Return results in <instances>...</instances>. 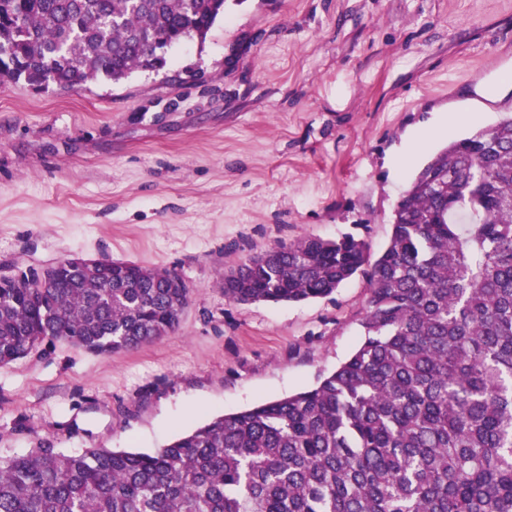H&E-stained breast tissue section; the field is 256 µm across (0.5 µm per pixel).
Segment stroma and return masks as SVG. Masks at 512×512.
Returning a JSON list of instances; mask_svg holds the SVG:
<instances>
[{"instance_id": "stroma-1", "label": "stroma", "mask_w": 512, "mask_h": 512, "mask_svg": "<svg viewBox=\"0 0 512 512\" xmlns=\"http://www.w3.org/2000/svg\"><path fill=\"white\" fill-rule=\"evenodd\" d=\"M512 0H226L159 70L76 90L0 85V275L79 255L176 270L159 341L95 355L43 342L0 368V458L40 446L154 450L218 413L313 386L358 344L365 276L304 303H236L250 254L305 236L371 257L441 113L456 137L505 119ZM471 116L467 114L452 113L441 117L435 124L420 128L413 136L409 151L398 157L394 161V166L402 169L412 157L426 149L435 136L448 134V130L455 127L458 123L470 120Z\"/></svg>"}]
</instances>
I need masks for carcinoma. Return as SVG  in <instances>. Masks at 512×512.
Here are the masks:
<instances>
[{
  "label": "carcinoma",
  "instance_id": "obj_1",
  "mask_svg": "<svg viewBox=\"0 0 512 512\" xmlns=\"http://www.w3.org/2000/svg\"><path fill=\"white\" fill-rule=\"evenodd\" d=\"M226 0H0V83L117 84L205 42ZM0 280V367L46 340L138 348L190 288L131 264ZM364 274L355 351L315 386L214 416L151 452L34 448L0 458V512H512V118L417 171L382 253L300 238L224 275L238 303H298Z\"/></svg>",
  "mask_w": 512,
  "mask_h": 512
}]
</instances>
